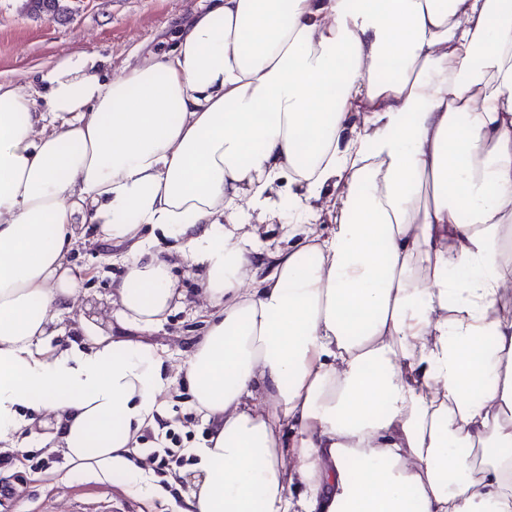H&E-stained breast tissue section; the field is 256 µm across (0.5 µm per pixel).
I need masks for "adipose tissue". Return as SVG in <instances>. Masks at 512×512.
Here are the masks:
<instances>
[{"mask_svg":"<svg viewBox=\"0 0 512 512\" xmlns=\"http://www.w3.org/2000/svg\"><path fill=\"white\" fill-rule=\"evenodd\" d=\"M41 80L0 82V442L33 408L49 451L154 495L132 454L165 359L52 342L87 236L127 245L136 328L179 303L177 262L200 277L182 373L210 430L171 512H512V0H210L122 77L84 54ZM285 179L310 225L254 265Z\"/></svg>","mask_w":512,"mask_h":512,"instance_id":"adipose-tissue-1","label":"adipose tissue"}]
</instances>
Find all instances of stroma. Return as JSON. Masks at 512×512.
Here are the masks:
<instances>
[{
	"label": "stroma",
	"instance_id": "35a3bbf8",
	"mask_svg": "<svg viewBox=\"0 0 512 512\" xmlns=\"http://www.w3.org/2000/svg\"><path fill=\"white\" fill-rule=\"evenodd\" d=\"M69 10L66 21L28 12L25 0H0V81L38 87L40 75L60 59L80 54L101 58L109 77L121 76L132 63L134 52L156 53L169 48L170 38L186 24L206 0H63ZM122 245L104 249L97 243L80 244L72 262L92 271L81 286L79 303L65 316L61 331L53 339L60 347L78 341L85 313L97 310L93 326L116 339L144 342L162 351L170 367L171 387L166 394L165 415L182 436L184 449L202 444L209 428L194 407L193 396L183 381L181 369L193 344L201 337L204 318L199 296V279L186 266L175 274L185 299L164 323L142 331L120 321L112 308L110 284L119 280L125 268L120 257ZM22 426L13 434L15 447L37 455L43 466L21 469L12 478L10 469L0 475L11 477L12 498L0 512H147L142 496L128 490L120 480H107L94 470H72L61 454L47 453L42 446L46 425L29 424V411H22Z\"/></svg>",
	"mask_w": 512,
	"mask_h": 512
}]
</instances>
